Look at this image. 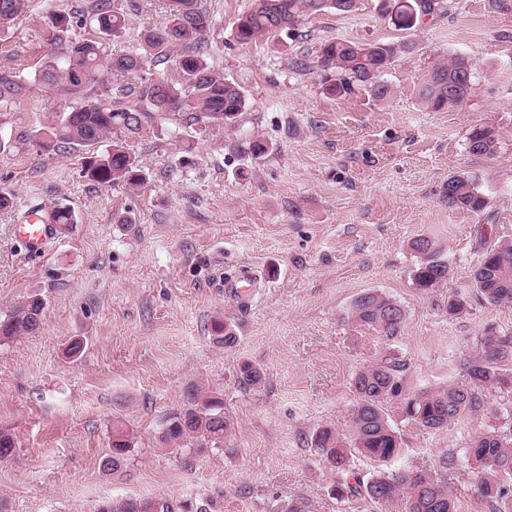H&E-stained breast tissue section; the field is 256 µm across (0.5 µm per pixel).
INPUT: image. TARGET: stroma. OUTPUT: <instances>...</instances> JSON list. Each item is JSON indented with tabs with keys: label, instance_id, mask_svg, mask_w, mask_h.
<instances>
[{
	"label": "stroma",
	"instance_id": "obj_1",
	"mask_svg": "<svg viewBox=\"0 0 512 512\" xmlns=\"http://www.w3.org/2000/svg\"><path fill=\"white\" fill-rule=\"evenodd\" d=\"M81 0H32L0 36V70L33 72L50 50L49 18ZM216 20L210 62L246 94L230 127L185 120L154 124L130 140L146 181L131 189L83 178L78 151L39 152L35 132L59 109L36 89L0 112V314L26 294L45 301L38 334L0 343V429L16 448L0 462V499L11 512H95L136 497L207 512H374L361 499L338 502L335 474L311 438L317 429L352 430L356 371L394 359L412 392L463 382L484 327L512 335V303L475 296L471 276L484 247L512 241V9L492 0H444L415 29L398 30L393 0H356L347 14L323 11L275 40L242 46L232 36L251 0H207ZM165 20L163 0H136L123 45ZM413 42L384 70L387 98L368 89L334 96L335 72L312 71L328 40ZM466 57L474 90L462 105L427 109L418 82L434 64ZM500 134L494 156L469 153L476 125ZM263 139L259 158L240 153ZM465 175L483 191L479 214L448 206V179ZM70 207L77 222L53 226L44 254L28 255L14 235L29 212ZM434 240L448 279L424 292L411 270L415 239ZM249 269L252 286L224 281ZM376 290L404 310L392 341L355 325L349 306ZM460 292L468 311L448 313ZM233 325L230 348L216 346L213 323ZM81 338L80 357L65 353ZM260 368L244 386L241 363ZM222 393L232 426L222 450H174L159 440L189 384ZM400 454L357 457L364 476L429 468L451 456L458 512H488L477 499L478 464L467 450L478 433L512 426L499 393L439 430L387 409ZM132 440L115 473L100 466L113 426Z\"/></svg>",
	"mask_w": 512,
	"mask_h": 512
}]
</instances>
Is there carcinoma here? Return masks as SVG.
I'll return each mask as SVG.
<instances>
[{
	"label": "carcinoma",
	"mask_w": 512,
	"mask_h": 512,
	"mask_svg": "<svg viewBox=\"0 0 512 512\" xmlns=\"http://www.w3.org/2000/svg\"><path fill=\"white\" fill-rule=\"evenodd\" d=\"M166 22L144 30L133 48L116 41L125 29L127 13L115 0H84L82 14L95 22L89 37L72 38L70 13L50 17L56 30L53 48L34 75L0 70V110L24 100L36 87H45L68 102L66 111L44 128L35 139L48 153L83 150V177L101 185L122 183L130 188L145 181V173L128 141L140 136L157 119L185 115L196 122L228 127L248 107V99L236 84L224 79L209 58L213 15L206 0H165ZM356 0H252L251 8L234 23V40L250 45L261 37L275 38L296 29L304 17L333 10L351 12ZM436 0H397L392 11L394 24L413 28L421 17L434 11ZM28 8V0H0V34L15 25ZM410 45L404 42L325 41L318 50L316 67L336 71L337 79L326 85L332 95H344L353 85L365 86L377 98H385L388 86L382 72ZM161 64H169L178 78L152 75ZM473 75L469 60L455 56L439 63L420 79L418 94L427 108H455L472 94ZM496 128L476 125L468 133L469 153L477 156L497 152ZM448 207L481 213L488 201L470 178H448ZM51 223L69 228L76 223L74 211L55 206ZM412 248L420 255L412 270L416 287L428 291L448 279V264L440 257L435 242L418 238ZM476 294L489 304L512 303V242L498 244L483 253L472 274ZM45 302L32 293L0 317V342L32 335L42 325ZM351 318L359 326L375 330L381 338H396L404 319L403 308L385 294L372 290L360 293L351 303ZM214 343L230 347L238 337L224 321L214 322ZM466 381L434 392H409L403 385V366L388 360L358 371L353 378L356 405L353 429L342 438L324 426L312 439L323 462L336 474L331 494L342 502L364 498L383 507L400 502L401 512H456L455 500L445 477L454 459L445 458L441 470L407 468L364 479L353 472V458L360 454L388 460L401 451L400 437L389 421L387 408L396 403L411 424L423 429H440L449 422L480 410L484 392L503 391L512 380V335L493 336L483 330L475 353L465 362ZM240 381L260 383L261 373L251 363L239 367ZM230 421L224 415V399L217 391L205 392L196 384L184 393L181 409L172 413L161 430L160 441L193 447L196 451L224 446ZM131 452L130 438L117 428L112 433L103 469L115 472ZM468 453L482 465L476 493L491 512H512V433L501 428L479 433ZM97 512H169V506L148 499L126 498L102 503Z\"/></svg>",
	"instance_id": "carcinoma-1"
}]
</instances>
